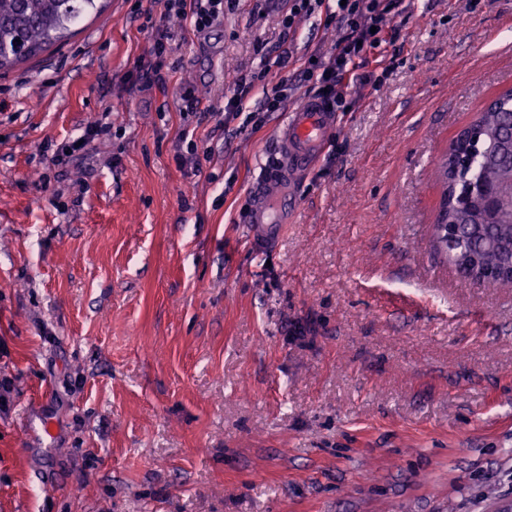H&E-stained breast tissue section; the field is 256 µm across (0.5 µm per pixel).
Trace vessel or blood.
<instances>
[{
    "mask_svg": "<svg viewBox=\"0 0 512 512\" xmlns=\"http://www.w3.org/2000/svg\"><path fill=\"white\" fill-rule=\"evenodd\" d=\"M333 127L332 112L320 99L306 97L300 100L287 117L282 139L288 166L277 173V180L292 179L301 169L314 164ZM285 204L284 197H275L267 206L253 211L248 221L252 224L279 223Z\"/></svg>",
    "mask_w": 512,
    "mask_h": 512,
    "instance_id": "1",
    "label": "vessel or blood"
}]
</instances>
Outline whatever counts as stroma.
<instances>
[{
  "mask_svg": "<svg viewBox=\"0 0 512 512\" xmlns=\"http://www.w3.org/2000/svg\"><path fill=\"white\" fill-rule=\"evenodd\" d=\"M287 10L234 0L196 35L104 0L0 72V512H512V288L430 240L451 138L512 88V0H403L392 75L347 91L269 235L257 187L345 35ZM162 29L165 82L136 87ZM258 71L286 106L217 130ZM108 126L102 125V124H95L92 127H89L85 130L84 134L78 137L77 139L73 140L70 145H68V148H66V154L63 152L59 154H55L52 156V162L53 163H62L63 156L68 157L72 156L73 154L80 152L84 150V148L88 145V143L91 140H94L95 138L99 136H103L105 133H107ZM82 141L81 145H78V142Z\"/></svg>",
  "mask_w": 512,
  "mask_h": 512,
  "instance_id": "obj_1",
  "label": "stroma"
}]
</instances>
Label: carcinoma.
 I'll list each match as a JSON object with an SVG mask.
<instances>
[{
    "label": "carcinoma",
    "mask_w": 512,
    "mask_h": 512,
    "mask_svg": "<svg viewBox=\"0 0 512 512\" xmlns=\"http://www.w3.org/2000/svg\"><path fill=\"white\" fill-rule=\"evenodd\" d=\"M97 0H0V70L32 59L66 41L81 16L97 8ZM512 139V88L498 94L477 119L449 143L443 169L438 224L457 227L459 249L446 255L461 267L501 273L512 268V244L503 234L512 228L490 225L479 197L482 185L508 186L512 168L500 160L501 144Z\"/></svg>",
    "instance_id": "cac0c4a2"
}]
</instances>
